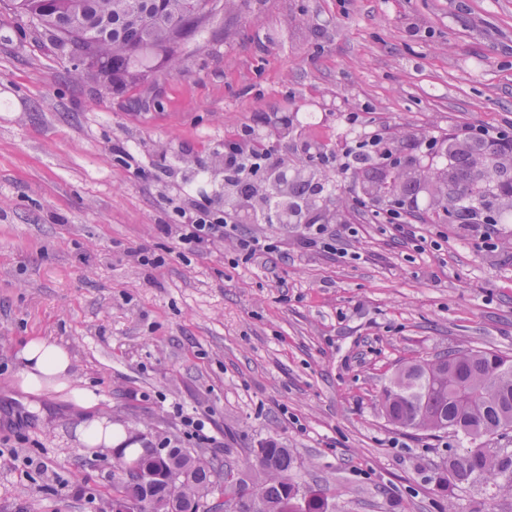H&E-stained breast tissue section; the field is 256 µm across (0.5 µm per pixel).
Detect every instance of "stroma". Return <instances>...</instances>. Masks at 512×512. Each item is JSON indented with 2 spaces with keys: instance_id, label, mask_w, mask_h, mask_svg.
Segmentation results:
<instances>
[{
  "instance_id": "1",
  "label": "stroma",
  "mask_w": 512,
  "mask_h": 512,
  "mask_svg": "<svg viewBox=\"0 0 512 512\" xmlns=\"http://www.w3.org/2000/svg\"><path fill=\"white\" fill-rule=\"evenodd\" d=\"M180 59L114 85L0 13V512H100L112 489L111 449L79 440L68 404L22 402L16 353L35 336L133 435L241 471L277 442L330 512H512V493L453 479L459 438L395 427L379 403L415 360L512 356V223L493 251L481 224L402 234L338 161L380 125L425 165L411 134L511 129L512 0H247ZM305 112L318 124L275 141ZM244 124L291 160L323 143L321 198L355 235L304 248L302 225L248 222L269 246L255 259L184 250L192 213L224 215V139ZM142 246L160 264H138Z\"/></svg>"
}]
</instances>
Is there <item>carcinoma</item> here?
I'll return each mask as SVG.
<instances>
[{
    "mask_svg": "<svg viewBox=\"0 0 512 512\" xmlns=\"http://www.w3.org/2000/svg\"><path fill=\"white\" fill-rule=\"evenodd\" d=\"M71 0H54V11L40 14V0H0V9L25 17L30 26L45 31L59 46L56 25ZM88 14L77 22V32L99 41L95 57L85 61L101 78L116 82L147 75L153 57L162 54L172 67L179 66L177 48L192 39L215 14L219 0H87ZM436 156L450 160L437 171L411 165L391 176L389 196L379 193L383 181L379 163L368 158L353 171L363 178L371 200L395 205L418 199L428 188L438 197L426 210L431 224H511L512 150L483 138L448 139L434 147ZM314 155L296 163V176L286 182L281 174L266 181H232L224 204L235 208L262 195L279 205L281 224H300L317 209V198L308 165ZM380 400L387 421L403 429L448 431L471 447L452 459L455 480L473 476L492 480L512 492V453L484 448L479 441L512 428V358L491 350L460 353L451 350L433 359H420L400 368ZM152 478L153 496L141 512H212L208 497L217 469L213 461L186 448L174 447L158 456L147 446L135 458ZM288 449L268 442L259 448L255 467L260 484L232 469L224 484L231 493V512H329L327 497L300 492L288 479L292 468ZM172 473L183 475L177 492L167 487ZM176 497H171V494Z\"/></svg>",
    "mask_w": 512,
    "mask_h": 512,
    "instance_id": "carcinoma-1",
    "label": "carcinoma"
}]
</instances>
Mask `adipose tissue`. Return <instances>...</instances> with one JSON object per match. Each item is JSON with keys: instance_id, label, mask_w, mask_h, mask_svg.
Wrapping results in <instances>:
<instances>
[{"instance_id": "adipose-tissue-1", "label": "adipose tissue", "mask_w": 512, "mask_h": 512, "mask_svg": "<svg viewBox=\"0 0 512 512\" xmlns=\"http://www.w3.org/2000/svg\"><path fill=\"white\" fill-rule=\"evenodd\" d=\"M17 356L22 362L19 387L23 394L41 398L66 393L78 421L77 432L86 444L119 448L129 458L139 453L140 444L129 439L123 427L96 414L99 397L75 379L72 354L63 344L49 336L33 338Z\"/></svg>"}]
</instances>
